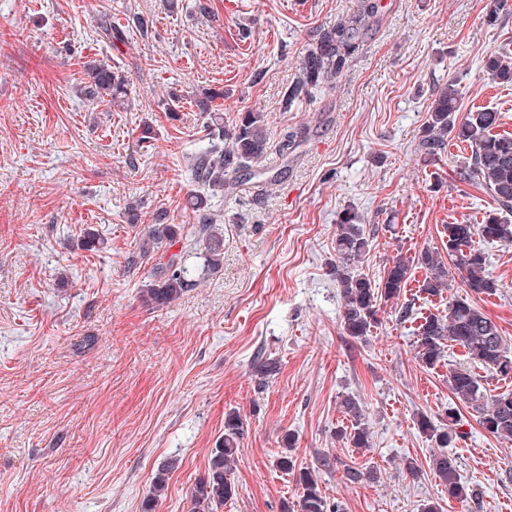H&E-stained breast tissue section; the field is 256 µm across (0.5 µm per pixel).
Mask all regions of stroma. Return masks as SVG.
I'll return each mask as SVG.
<instances>
[{
  "label": "stroma",
  "mask_w": 512,
  "mask_h": 512,
  "mask_svg": "<svg viewBox=\"0 0 512 512\" xmlns=\"http://www.w3.org/2000/svg\"><path fill=\"white\" fill-rule=\"evenodd\" d=\"M360 0H0V512H141L157 470L171 464L158 512H186L207 472L227 413L247 430L217 512H282L297 499L276 470L332 457L320 474L343 512H512V442L494 438L453 393L463 363L448 345L437 366L418 361L420 316L464 295L418 291L414 260L443 251L447 224H479L498 205L458 172L470 152L449 141L438 159L419 150L429 106L455 82L462 112L489 108L512 132V84L492 82L489 56L512 53V12L490 0H378L376 22L335 84L284 107L283 95L317 31ZM139 14L148 35L129 28ZM125 28L110 42L101 18ZM132 83L124 105L94 104L81 89L89 61ZM218 91L225 125L263 113L271 137H305L289 157L268 153L267 188L242 181L212 196L224 261L180 299L146 303L157 265L139 259L153 213L185 227L197 185L191 162L207 139L197 102ZM150 143H143V132ZM355 209L370 237L359 270L381 281L395 256L413 262L400 299L382 303L362 339L340 323L329 269L336 224ZM102 243L84 244L86 230ZM495 294L477 297L512 345V246L483 244ZM271 359L269 377L254 371ZM355 397L372 446L336 435ZM462 415L453 453L478 506L449 500L430 470L419 413ZM414 459L418 478L404 472ZM373 463L376 482L346 470Z\"/></svg>",
  "instance_id": "obj_1"
}]
</instances>
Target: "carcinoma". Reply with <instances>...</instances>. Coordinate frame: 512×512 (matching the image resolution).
<instances>
[{"label":"carcinoma","instance_id":"1","mask_svg":"<svg viewBox=\"0 0 512 512\" xmlns=\"http://www.w3.org/2000/svg\"><path fill=\"white\" fill-rule=\"evenodd\" d=\"M376 5L363 0L361 9L350 18L319 32L315 45L300 60L298 76L288 92L294 99L324 84L336 82L349 67L351 58L368 31L369 19ZM492 81L512 83V57L494 56L487 62ZM127 79L112 70L107 63L93 64L88 68V82L84 94L92 100L108 99L120 102L127 97ZM461 103L455 84L450 83L437 92L431 103L428 119L420 139V149L434 158L445 148L448 137H453L470 149V156L459 172L464 181L487 190L502 207L503 214L490 215L481 224H448L445 226L448 260L431 251L422 252L417 264L428 271L422 292L436 295L448 287V266H453L462 276V283L469 292L491 295L498 288L496 280L486 274V255L475 247L474 236L487 243L500 242L512 245V133L498 132L499 113L487 109L472 112L462 121L457 120ZM298 132H286L277 143L270 136L259 112L241 113L234 126H224V118L210 113L208 147L195 155L191 165L195 182L213 194L224 190L233 176L260 177L264 172L259 164L269 150L285 155L296 146ZM190 208L197 214L198 225L191 239L183 240L181 227L169 224L165 213L159 212L153 223L144 228L143 255L155 251L168 252L177 242L181 248L170 257L177 260L176 268L169 270L160 264L154 279L143 289L146 302L156 306L167 305L179 299L194 286L187 259L201 250L202 270L219 269L224 261V231L209 211L208 196L195 194L189 200ZM336 264L332 275L343 300L342 326L353 338H363L374 327L377 307L381 301L399 299L406 288L409 262L398 258L384 271L383 279L376 284L358 272V264L369 251L360 215L352 209L339 214L336 231ZM462 349L469 361L478 363L504 379L512 378V347L500 333L496 323L484 312L464 298L448 302V314H428L417 326L416 355L427 366H435L445 353L446 343ZM452 391L473 412L479 426L495 438L512 440V391L487 394L470 368L461 365L450 376ZM343 413L351 418V426L341 431L340 437L358 449L369 448L370 433L362 422L363 410L354 398L342 401ZM457 415L448 412V426L439 427L431 417L421 413L416 424L420 433L431 440L438 452L433 454L432 470L451 499L478 504L480 493L461 482L457 460L448 453L455 447L459 433L455 430ZM245 433L244 421L235 412L224 418V437L210 450L207 473L199 479L190 494L188 512H214L224 502L236 495L231 480L238 458L240 441ZM276 468L293 476L298 489L296 512H340L339 505L331 504L323 495L316 469L296 467V460L289 449H284L276 459ZM169 466L163 465L155 474L152 490L143 500L141 512H156L159 498L167 488Z\"/></svg>","mask_w":512,"mask_h":512}]
</instances>
